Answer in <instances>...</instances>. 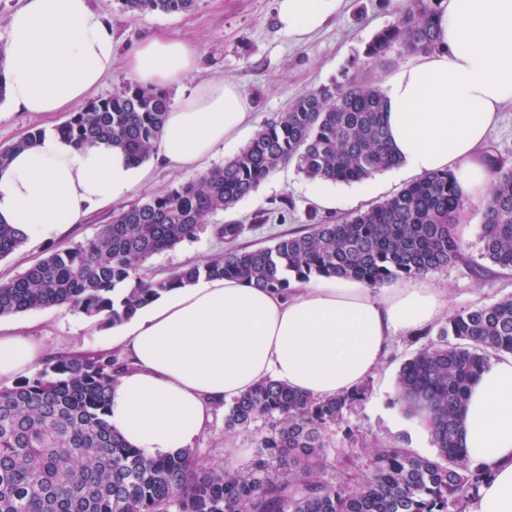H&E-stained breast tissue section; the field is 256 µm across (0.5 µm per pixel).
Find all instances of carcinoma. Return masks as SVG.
Here are the masks:
<instances>
[{
  "mask_svg": "<svg viewBox=\"0 0 512 512\" xmlns=\"http://www.w3.org/2000/svg\"><path fill=\"white\" fill-rule=\"evenodd\" d=\"M132 16L181 14L197 0H118ZM442 0H410L391 27L364 50L386 64L397 47L417 54L437 44ZM169 93L127 85L73 113L58 132L77 145L110 142L136 164L160 138ZM384 93L346 78L298 97L267 119L234 158L196 180L121 207L85 243L56 250L0 283V316L68 304L117 324L161 294L202 277L241 280L286 293L291 282L345 279L380 286L427 275L462 259L458 217L466 201L452 172L418 177L382 203L336 223L316 220L269 246L236 245L242 224H215L227 245L209 262L163 279L146 272L157 253L194 238L218 212L233 208L285 164L317 182H360L399 164L386 125ZM42 130L0 149V165ZM494 180L481 224L482 256L512 269V161L490 157ZM25 244L0 224V259ZM397 375L393 403L420 418L436 454L388 445L365 464L338 452L327 463V432L368 396L369 384L324 400L266 378L221 403L224 430L262 421L257 455L244 468L202 467L191 448L148 457L106 419L108 392L129 364L114 355H60L49 367L0 388V512H466L488 471L470 463L461 441L470 385L489 360L512 354V296L448 318ZM333 478H327L329 468Z\"/></svg>",
  "mask_w": 512,
  "mask_h": 512,
  "instance_id": "carcinoma-1",
  "label": "carcinoma"
}]
</instances>
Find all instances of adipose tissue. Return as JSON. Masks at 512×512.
<instances>
[{
    "label": "adipose tissue",
    "instance_id": "obj_1",
    "mask_svg": "<svg viewBox=\"0 0 512 512\" xmlns=\"http://www.w3.org/2000/svg\"><path fill=\"white\" fill-rule=\"evenodd\" d=\"M342 0H277L283 31L303 37ZM436 48L386 78L385 121L400 171L451 170L467 201L486 202L492 184L477 151L512 102V0H443ZM112 25L92 0H22L0 46V79L11 112H64L83 103L112 69ZM197 66L186 41L159 35L126 58L132 80L171 87ZM254 132L240 89L224 80L195 87L168 111L155 152L160 164L203 172L218 150ZM120 150L77 146L45 131L0 167V224L30 241L56 238L93 210L125 199L146 176ZM428 278L371 287L312 281L285 297L220 277L175 289L113 326L131 368L114 384L106 419L129 443L157 457L191 447L221 400L259 381L330 398L376 371L389 339L446 314ZM43 342L0 323V382L34 372ZM464 443L488 469L468 512H512V356L493 359L465 408Z\"/></svg>",
    "mask_w": 512,
    "mask_h": 512
}]
</instances>
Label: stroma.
<instances>
[{"label": "stroma", "mask_w": 512, "mask_h": 512, "mask_svg": "<svg viewBox=\"0 0 512 512\" xmlns=\"http://www.w3.org/2000/svg\"><path fill=\"white\" fill-rule=\"evenodd\" d=\"M409 0H343L339 11L318 30L296 39L283 32L277 22L275 0H198L188 14L148 13L136 18L124 13L118 0H93L96 8L112 22L114 56L117 60L95 95L106 98L120 90L129 77L121 65L125 55L143 40L167 33L185 38L196 47L198 69L185 79L186 88L211 79L234 83L250 103L255 127H262L273 114L288 109L297 97L341 79L351 64H359L363 75L384 83L391 68L411 62L412 53L395 50L390 66H366L363 51L376 33L392 25ZM67 113L51 116L31 112L0 115V146L16 142L36 129H55ZM411 181L410 175L389 169L370 182L334 183L335 206H320L312 192V181L299 174L294 165L282 166L260 183L255 192L233 209L212 216L215 224H242L241 237L248 244H272L285 232L307 225L308 210L319 218L337 220L370 203L393 197ZM483 207L470 205V231L462 244L463 258L447 269L432 273L435 287L442 289L452 311L489 304L512 295V270L482 259L480 225ZM112 220L111 209L92 213L85 223L68 228L60 237L45 242H26L19 250L0 260V279L23 273L36 260L53 250L77 246L94 237ZM224 242L211 230L175 248L154 255L147 264L150 275L163 277L190 263H202L223 254ZM12 323L45 342L50 356L109 353L120 355L119 347L105 334L103 321L67 306H53L11 315ZM420 347L413 336L399 335L388 345L376 372L371 374V391L348 418L358 442L351 455L365 457L361 440L383 445L401 441L422 456H433L435 448L428 431L415 419L394 406L395 380L401 364ZM265 427L256 422L251 429L233 434L224 431V412L197 436L194 448L198 460L207 465L248 466L254 459L256 435Z\"/></svg>", "instance_id": "stroma-1"}]
</instances>
